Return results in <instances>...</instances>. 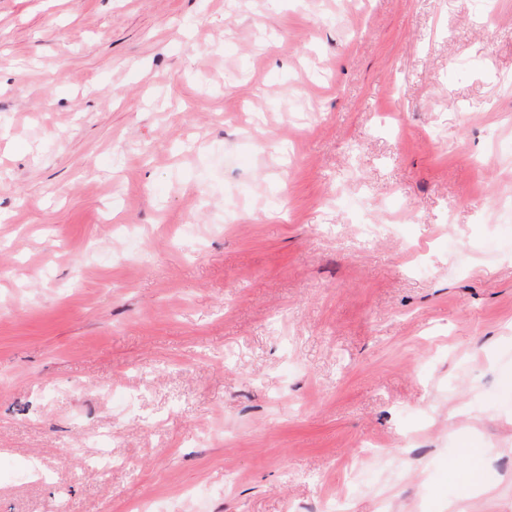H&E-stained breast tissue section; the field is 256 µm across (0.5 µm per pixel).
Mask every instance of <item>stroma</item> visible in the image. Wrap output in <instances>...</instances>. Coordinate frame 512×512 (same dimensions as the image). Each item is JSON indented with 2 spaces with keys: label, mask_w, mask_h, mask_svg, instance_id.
<instances>
[{
  "label": "stroma",
  "mask_w": 512,
  "mask_h": 512,
  "mask_svg": "<svg viewBox=\"0 0 512 512\" xmlns=\"http://www.w3.org/2000/svg\"><path fill=\"white\" fill-rule=\"evenodd\" d=\"M509 197L512 0H0V512H512ZM478 456L475 448H469L471 462L467 467L459 469L456 474L459 480L472 492H489L494 486L486 477L485 471L478 461Z\"/></svg>",
  "instance_id": "obj_1"
}]
</instances>
